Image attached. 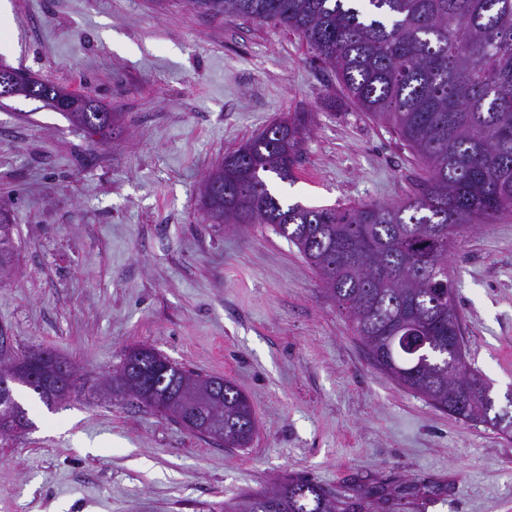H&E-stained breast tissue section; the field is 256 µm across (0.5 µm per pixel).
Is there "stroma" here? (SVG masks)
Returning a JSON list of instances; mask_svg holds the SVG:
<instances>
[{
    "mask_svg": "<svg viewBox=\"0 0 512 512\" xmlns=\"http://www.w3.org/2000/svg\"><path fill=\"white\" fill-rule=\"evenodd\" d=\"M0 61L95 100L111 136L45 103L0 100V271L11 355L73 363L69 396L23 385L31 421L0 437V512H222L304 477L368 512H512V438L432 407L378 368L296 247L213 223L203 184L226 153L304 115L287 203L350 208L411 193L419 166L296 34L186 0H0ZM466 359L512 388V215L448 253ZM134 347L250 399L229 449L110 391ZM12 220L11 213L6 208H0V269L9 266L13 254L14 246L12 240Z\"/></svg>",
    "mask_w": 512,
    "mask_h": 512,
    "instance_id": "1",
    "label": "stroma"
}]
</instances>
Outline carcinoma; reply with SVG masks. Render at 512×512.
Returning <instances> with one entry per match:
<instances>
[{"label":"carcinoma","instance_id":"1","mask_svg":"<svg viewBox=\"0 0 512 512\" xmlns=\"http://www.w3.org/2000/svg\"><path fill=\"white\" fill-rule=\"evenodd\" d=\"M215 16L283 27L330 66L349 95L392 127L423 165L415 192L390 204L315 208L288 204L263 178L291 180L305 120L275 123L212 170L224 174V196L204 200L218 224H267L292 243L317 273L328 297L352 323L374 363L404 389L465 421L512 437L506 423L475 402L487 386L453 347L465 338L448 272V248L471 224L512 214V0H218ZM51 107L93 133L89 111L103 107L65 93ZM14 254L11 213L0 208V269ZM123 359L112 381L126 394L155 380L154 402L208 387L213 376L186 369L155 350L138 364ZM224 419V447H249L255 418L231 381L208 403ZM209 438L204 420L171 415ZM28 425L12 401L0 435ZM226 512H363L306 478H292L224 507Z\"/></svg>","mask_w":512,"mask_h":512}]
</instances>
